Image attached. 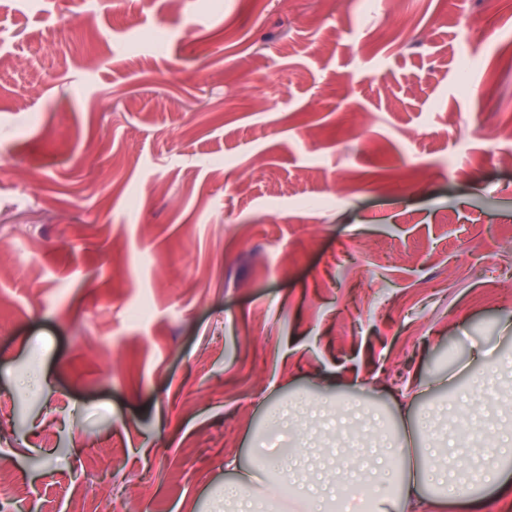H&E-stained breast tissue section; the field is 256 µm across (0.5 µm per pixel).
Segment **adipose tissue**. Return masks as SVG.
<instances>
[{
	"instance_id": "obj_1",
	"label": "adipose tissue",
	"mask_w": 512,
	"mask_h": 512,
	"mask_svg": "<svg viewBox=\"0 0 512 512\" xmlns=\"http://www.w3.org/2000/svg\"><path fill=\"white\" fill-rule=\"evenodd\" d=\"M508 351L492 353L483 344L471 345V360L481 366L470 387L437 398L418 410L413 395L402 390L403 428L379 423L377 407L362 396L363 381H353L335 397L311 406L305 394L268 408L267 431L288 434L325 459L319 472L298 458L244 467L226 462L232 473L224 484L225 512H280L269 488L291 475V503L298 512H448L458 500L476 508L500 488L512 483V437L499 443L500 460H486L482 439L500 425L487 412L475 415L468 402L474 391H499L508 371ZM362 480L368 492L357 495L347 487Z\"/></svg>"
}]
</instances>
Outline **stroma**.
<instances>
[{
  "label": "stroma",
  "mask_w": 512,
  "mask_h": 512,
  "mask_svg": "<svg viewBox=\"0 0 512 512\" xmlns=\"http://www.w3.org/2000/svg\"><path fill=\"white\" fill-rule=\"evenodd\" d=\"M0 55V512H218L290 394L512 350V0H0Z\"/></svg>",
  "instance_id": "obj_1"
}]
</instances>
